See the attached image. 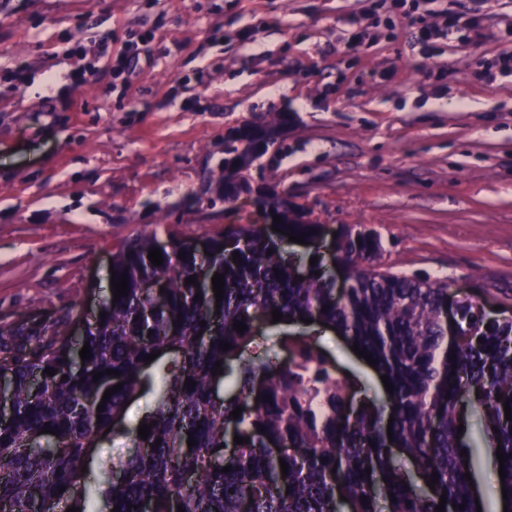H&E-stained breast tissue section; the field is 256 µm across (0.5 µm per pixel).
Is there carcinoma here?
<instances>
[{"label":"carcinoma","mask_w":512,"mask_h":512,"mask_svg":"<svg viewBox=\"0 0 512 512\" xmlns=\"http://www.w3.org/2000/svg\"><path fill=\"white\" fill-rule=\"evenodd\" d=\"M253 163L245 149L235 167L223 165L217 190L224 204L238 200L229 192L233 181L252 191ZM255 204L281 218L283 234L270 236L263 224L229 226L209 239L204 258L172 230L164 239L153 232L125 240L113 248L112 262L115 280L127 275L128 293L115 303L107 296L105 318L95 315L77 337L69 330L77 311L50 333L26 323L11 331L9 355L0 359L12 405L0 423V512H437L443 494L445 512H477L478 494L465 479L473 449L494 457L500 445L507 496L497 487L498 512L505 503L512 512V419L503 409L505 402L512 407V321L464 298L448 323V283L391 271L379 236L349 225L331 240L345 270L338 296L336 276L324 267L323 225L304 220L274 187ZM288 232L305 236L317 257L302 276L281 245ZM153 247L163 257L159 266L148 259ZM204 265L206 287L184 284ZM216 273L225 280L219 303ZM146 279L163 284L160 295L141 288ZM274 309L283 323L323 322L371 353L375 373L389 377L393 392L357 405L355 381L338 375L336 358L306 333L282 338L292 353L286 364L255 352V313L270 319ZM241 320L242 333L233 329ZM221 342L231 348L222 350ZM86 343L92 356L75 359L73 349ZM218 362L223 372L214 375ZM119 383L97 412L105 390ZM138 400L146 403L140 421L154 423L145 440L125 426V402ZM469 409L483 419L476 440L458 433ZM47 426L52 433H41ZM236 435L249 442L234 444ZM117 438L127 455L95 454L96 441ZM398 455L410 461L415 479L397 466ZM281 459L289 465L285 477ZM93 463L101 478L90 482L82 467ZM434 472L431 489L426 481Z\"/></svg>","instance_id":"1"}]
</instances>
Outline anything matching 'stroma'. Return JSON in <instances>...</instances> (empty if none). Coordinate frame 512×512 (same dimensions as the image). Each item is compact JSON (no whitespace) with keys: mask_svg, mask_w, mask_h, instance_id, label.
I'll return each mask as SVG.
<instances>
[{"mask_svg":"<svg viewBox=\"0 0 512 512\" xmlns=\"http://www.w3.org/2000/svg\"><path fill=\"white\" fill-rule=\"evenodd\" d=\"M461 2L0 0V329L98 308L123 240L265 223L214 187L227 133L276 112L294 123L253 178L512 319V75H477L512 52V0H478L485 39L429 56L402 23ZM319 340L379 391L336 332Z\"/></svg>","mask_w":512,"mask_h":512,"instance_id":"stroma-1","label":"stroma"}]
</instances>
